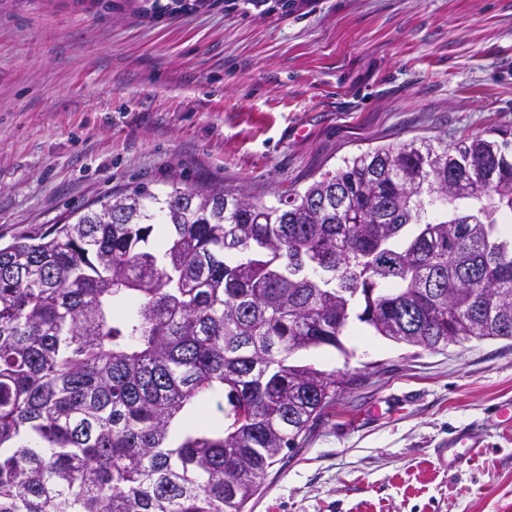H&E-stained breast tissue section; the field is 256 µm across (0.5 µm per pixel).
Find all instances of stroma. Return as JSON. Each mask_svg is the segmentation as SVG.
<instances>
[{
  "instance_id": "35a3bbf8",
  "label": "stroma",
  "mask_w": 512,
  "mask_h": 512,
  "mask_svg": "<svg viewBox=\"0 0 512 512\" xmlns=\"http://www.w3.org/2000/svg\"><path fill=\"white\" fill-rule=\"evenodd\" d=\"M103 3L0 0L1 243L125 188L273 204L367 150L512 132V0ZM343 342L297 354L344 382L245 512H512V340Z\"/></svg>"
}]
</instances>
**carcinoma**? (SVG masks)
<instances>
[{
	"label": "carcinoma",
	"mask_w": 512,
	"mask_h": 512,
	"mask_svg": "<svg viewBox=\"0 0 512 512\" xmlns=\"http://www.w3.org/2000/svg\"><path fill=\"white\" fill-rule=\"evenodd\" d=\"M508 218L496 131L362 152L276 205L174 181L17 233L0 248V512H244L341 385L296 352L345 351L355 321L432 350L512 339Z\"/></svg>",
	"instance_id": "obj_1"
}]
</instances>
